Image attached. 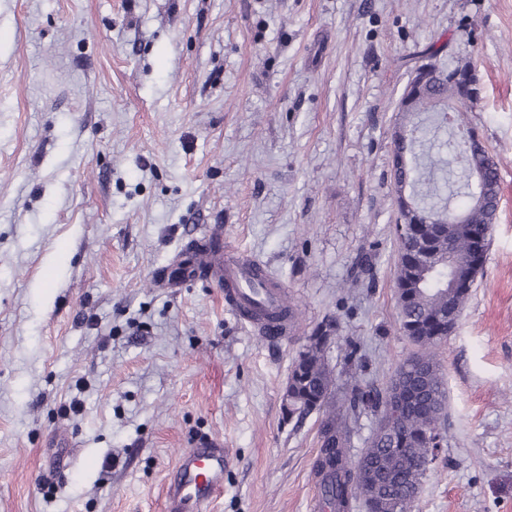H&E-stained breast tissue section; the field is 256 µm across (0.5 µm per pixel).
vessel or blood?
<instances>
[{
	"label": "vessel or blood",
	"instance_id": "vessel-or-blood-1",
	"mask_svg": "<svg viewBox=\"0 0 512 512\" xmlns=\"http://www.w3.org/2000/svg\"><path fill=\"white\" fill-rule=\"evenodd\" d=\"M255 269L249 259L225 252L215 269L224 283V302L240 321L258 329L265 339L285 338L289 318L282 313L284 293L269 285L254 287ZM229 464L223 444L211 439L183 450L167 480L166 512H211Z\"/></svg>",
	"mask_w": 512,
	"mask_h": 512
}]
</instances>
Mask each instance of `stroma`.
Instances as JSON below:
<instances>
[{
  "label": "stroma",
  "instance_id": "stroma-1",
  "mask_svg": "<svg viewBox=\"0 0 512 512\" xmlns=\"http://www.w3.org/2000/svg\"><path fill=\"white\" fill-rule=\"evenodd\" d=\"M429 46L476 73L501 201L411 512H512V0H0V512H165L203 438L234 457L213 512H314L288 375L331 317L377 385L413 350L393 139ZM214 240L285 289L284 341L177 276Z\"/></svg>",
  "mask_w": 512,
  "mask_h": 512
}]
</instances>
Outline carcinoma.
<instances>
[{
    "mask_svg": "<svg viewBox=\"0 0 512 512\" xmlns=\"http://www.w3.org/2000/svg\"><path fill=\"white\" fill-rule=\"evenodd\" d=\"M424 81L403 91L398 111L401 128L408 131V166L397 176L395 203L403 227L395 229L399 257L395 293L400 331L418 351L403 359L380 389L362 379L357 345L342 339L344 361L352 370L350 409L374 417V427L361 456L366 465L350 458L347 413L331 405L337 377L326 356L327 345L305 342L288 375V418L314 411L322 414L316 460L320 488L334 512H349L363 501L367 512H406L447 438L448 388L438 350L447 339L448 320L460 318L489 246L476 247L473 233L492 227L499 211L498 162L485 150V183L470 178L471 152L465 136L453 140L449 153L434 140L448 131L456 117L472 110L478 95L462 89L464 80L448 84L440 78L448 68L431 63ZM414 398L395 425L384 421L392 399Z\"/></svg>",
    "mask_w": 512,
    "mask_h": 512,
    "instance_id": "cac0c4a2",
    "label": "carcinoma"
}]
</instances>
